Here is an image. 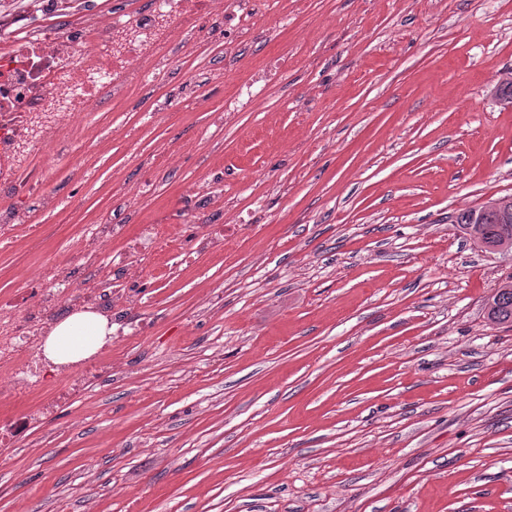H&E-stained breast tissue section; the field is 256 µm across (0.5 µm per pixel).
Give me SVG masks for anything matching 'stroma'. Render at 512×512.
Listing matches in <instances>:
<instances>
[{
	"mask_svg": "<svg viewBox=\"0 0 512 512\" xmlns=\"http://www.w3.org/2000/svg\"><path fill=\"white\" fill-rule=\"evenodd\" d=\"M148 4L84 0L60 24ZM252 22L229 51L201 31L98 112L106 148L80 143L78 175L56 159L59 207L22 251L0 248V289L23 293L24 266L112 219L152 168L128 224L223 223L184 193L220 182L261 227L146 281L147 339L113 351L120 369L85 407L18 437L0 512H512V328L485 309L512 252L454 221L512 195V107L496 95L512 0H258ZM274 57L263 109L218 127ZM224 66L231 85L185 92L189 71ZM164 94L175 110L144 121Z\"/></svg>",
	"mask_w": 512,
	"mask_h": 512,
	"instance_id": "stroma-1",
	"label": "stroma"
}]
</instances>
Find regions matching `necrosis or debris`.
<instances>
[{
	"label": "necrosis or debris",
	"instance_id": "1",
	"mask_svg": "<svg viewBox=\"0 0 512 512\" xmlns=\"http://www.w3.org/2000/svg\"><path fill=\"white\" fill-rule=\"evenodd\" d=\"M249 15L246 0H150L146 9L102 14L77 31L35 27L15 19L23 40L0 46V245L16 244L17 227L37 211L57 208L47 181L54 158L72 155L95 112L140 91L145 76H160L173 51L204 28L235 26ZM211 202L223 203L220 224L142 225L135 240L127 227L84 224L80 245L66 263H41L26 270L27 306L0 300V463L10 460L16 436L44 424L59 402L84 400L91 387L112 376L114 345L144 338L134 319L147 304L135 286L155 275L153 258L167 252L179 263L234 246L245 233L232 204L216 188ZM92 311L116 329L95 354L56 364L44 343L59 316Z\"/></svg>",
	"mask_w": 512,
	"mask_h": 512
}]
</instances>
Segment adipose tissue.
I'll use <instances>...</instances> for the list:
<instances>
[{
	"instance_id": "ef3b65f1",
	"label": "adipose tissue",
	"mask_w": 512,
	"mask_h": 512,
	"mask_svg": "<svg viewBox=\"0 0 512 512\" xmlns=\"http://www.w3.org/2000/svg\"><path fill=\"white\" fill-rule=\"evenodd\" d=\"M111 332L107 319L101 315L72 314L56 324L44 352L54 362H72L91 354L95 343Z\"/></svg>"
}]
</instances>
